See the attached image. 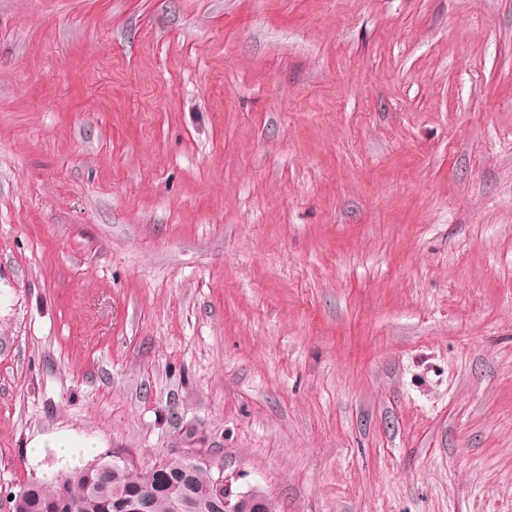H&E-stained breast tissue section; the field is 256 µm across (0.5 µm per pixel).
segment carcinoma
<instances>
[{
	"instance_id": "obj_1",
	"label": "carcinoma",
	"mask_w": 512,
	"mask_h": 512,
	"mask_svg": "<svg viewBox=\"0 0 512 512\" xmlns=\"http://www.w3.org/2000/svg\"><path fill=\"white\" fill-rule=\"evenodd\" d=\"M218 472L171 456L138 471L128 465L99 461L46 485L30 482L14 493L13 512H113L117 501L148 496V512H175L184 491L205 502L215 494Z\"/></svg>"
}]
</instances>
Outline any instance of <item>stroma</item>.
I'll return each instance as SVG.
<instances>
[{"instance_id": "stroma-1", "label": "stroma", "mask_w": 512, "mask_h": 512, "mask_svg": "<svg viewBox=\"0 0 512 512\" xmlns=\"http://www.w3.org/2000/svg\"><path fill=\"white\" fill-rule=\"evenodd\" d=\"M182 452L512 512V0H0V512Z\"/></svg>"}]
</instances>
